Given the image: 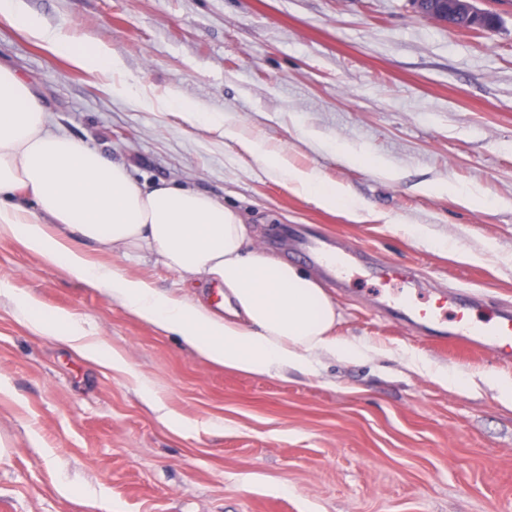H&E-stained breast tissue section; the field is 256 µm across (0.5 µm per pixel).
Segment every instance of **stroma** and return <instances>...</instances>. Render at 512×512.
Listing matches in <instances>:
<instances>
[{
    "mask_svg": "<svg viewBox=\"0 0 512 512\" xmlns=\"http://www.w3.org/2000/svg\"><path fill=\"white\" fill-rule=\"evenodd\" d=\"M476 5L499 14L494 32L440 24L411 0H21L42 26L112 49L123 69L76 68L7 26L0 61L39 90L53 130L139 184L224 201L276 258L288 257L283 240L312 232L427 288L512 303V0ZM120 77L205 123L114 97ZM244 140L344 186L361 210L296 193ZM426 182L452 190L425 194ZM73 246L169 297L224 302L156 255ZM321 284L337 335L368 356L258 378L203 361L0 235V512H512V407L490 386L512 380V361L454 356L396 321L376 300L391 281L358 270L344 287ZM18 295L78 318L123 364L33 332ZM407 352L475 388L409 369Z\"/></svg>",
    "mask_w": 512,
    "mask_h": 512,
    "instance_id": "stroma-1",
    "label": "stroma"
}]
</instances>
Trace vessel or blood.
Listing matches in <instances>:
<instances>
[{
    "label": "vessel or blood",
    "instance_id": "vessel-or-blood-1",
    "mask_svg": "<svg viewBox=\"0 0 512 512\" xmlns=\"http://www.w3.org/2000/svg\"><path fill=\"white\" fill-rule=\"evenodd\" d=\"M297 257L307 259L334 280H341L342 271L354 264V257L341 254L328 241L310 235L292 240ZM422 285L414 278L405 279L396 295L381 298L382 306L390 308L397 320L414 326L422 335L439 342L487 348L499 359H512V305L486 306L483 299L471 295L461 297L453 291L435 290L427 305L415 304L412 296Z\"/></svg>",
    "mask_w": 512,
    "mask_h": 512
}]
</instances>
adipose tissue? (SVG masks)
<instances>
[{"instance_id":"1","label":"adipose tissue","mask_w":512,"mask_h":512,"mask_svg":"<svg viewBox=\"0 0 512 512\" xmlns=\"http://www.w3.org/2000/svg\"><path fill=\"white\" fill-rule=\"evenodd\" d=\"M1 25L66 55L75 67H121L110 50L75 44L30 19L19 0H0ZM112 94L148 112L181 113L189 123L202 118L176 98L153 99L126 80L113 83ZM243 148L321 206L350 199L346 188L323 185L314 172L269 155L259 142ZM0 234L19 240L47 264L109 290L130 314L176 333L201 358L244 374H308L318 357L346 360L367 353L366 346L337 335L336 306L322 285L257 247L236 209L188 187L138 185L124 164L52 131L37 91L1 63ZM75 237L108 255L155 253L170 270L222 289L224 310L168 297L143 280L93 264L72 248ZM15 304L34 332L63 340L88 357L119 363V356L99 351L77 319L40 315L25 296Z\"/></svg>"}]
</instances>
